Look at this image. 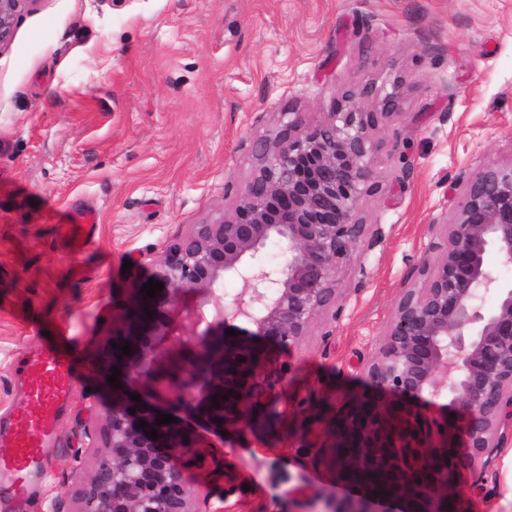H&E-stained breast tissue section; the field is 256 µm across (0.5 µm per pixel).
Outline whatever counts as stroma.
I'll list each match as a JSON object with an SVG mask.
<instances>
[{"instance_id":"1","label":"stroma","mask_w":512,"mask_h":512,"mask_svg":"<svg viewBox=\"0 0 512 512\" xmlns=\"http://www.w3.org/2000/svg\"><path fill=\"white\" fill-rule=\"evenodd\" d=\"M367 83L400 93L360 204L382 238L281 352L273 430L216 434L180 410L202 448L181 466L196 512H331L362 495L329 431L370 391L365 366L466 175L512 164V0H39L17 17L0 47V419L27 409L18 369L51 333L83 360L30 487L43 512H77L95 470L85 433L112 392L93 360L113 312L172 240L233 208L280 113L320 124ZM87 207L99 224L74 256L57 227ZM460 484L470 512H512V449Z\"/></svg>"}]
</instances>
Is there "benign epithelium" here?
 <instances>
[{"instance_id": "benign-epithelium-1", "label": "benign epithelium", "mask_w": 512, "mask_h": 512, "mask_svg": "<svg viewBox=\"0 0 512 512\" xmlns=\"http://www.w3.org/2000/svg\"><path fill=\"white\" fill-rule=\"evenodd\" d=\"M36 2L0 0V47L11 42L16 17ZM370 98L378 111L359 106ZM341 99L318 126L281 113L277 132L253 141L255 166L234 210L191 225L168 246L154 262L152 278L163 284L156 297L136 288L97 358L107 376L119 368L120 387L112 388L105 424L88 435L100 455L77 512H196L178 468L196 447L192 434L177 418L157 424L160 409L131 400L128 386L195 410L217 429L249 427L267 415L288 375L278 353L257 341L299 343L318 315L336 307L342 269L355 252L379 242L359 203L379 190L374 129L398 110L399 93L367 83ZM441 225L444 247L421 260L420 282L401 290L365 367L390 400L360 396L332 428L338 472L366 474L358 481L365 494L334 512H380L383 499L403 503L402 512H468L458 472L488 470L512 442V281L487 260L494 251L512 263V165L472 173ZM270 241L283 262L261 258ZM228 276L243 288L226 300L215 289ZM188 291L201 299L177 324L172 311ZM125 344L128 355L119 350ZM444 394L465 418V456L453 422L415 407ZM141 420L147 427L138 426Z\"/></svg>"}]
</instances>
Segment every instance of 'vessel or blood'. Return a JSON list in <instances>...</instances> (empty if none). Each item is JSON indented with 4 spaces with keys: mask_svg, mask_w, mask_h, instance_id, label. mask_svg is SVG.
<instances>
[{
    "mask_svg": "<svg viewBox=\"0 0 512 512\" xmlns=\"http://www.w3.org/2000/svg\"><path fill=\"white\" fill-rule=\"evenodd\" d=\"M97 221L96 213L87 210L78 216L76 223L62 225L63 234L71 242L72 253H80L90 245L87 228ZM73 358L71 339L63 335L55 344L27 360L23 374L35 408L14 413L7 431H0V446L9 449L7 455L0 456V471L10 472V491L17 500L27 503L29 512H40L38 505L28 499V483L35 473L43 471L42 450L54 438L60 412L71 398Z\"/></svg>",
    "mask_w": 512,
    "mask_h": 512,
    "instance_id": "1",
    "label": "vessel or blood"
}]
</instances>
